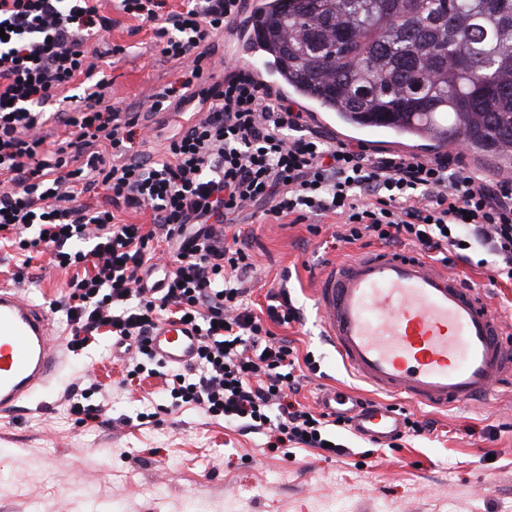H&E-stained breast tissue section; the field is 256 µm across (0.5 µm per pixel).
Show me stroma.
Segmentation results:
<instances>
[{"label":"stroma","mask_w":512,"mask_h":512,"mask_svg":"<svg viewBox=\"0 0 512 512\" xmlns=\"http://www.w3.org/2000/svg\"><path fill=\"white\" fill-rule=\"evenodd\" d=\"M103 11L112 19L111 33L97 43L105 53L107 98L118 111L134 112L178 81L182 67L155 51L151 29L130 34L134 21L115 0H105ZM318 223L316 235L305 220L275 224L259 214L241 225L260 265L253 300L264 304L267 289L283 286L303 309L301 322L275 329L320 364L302 403L317 406L331 387L369 400L370 388L323 341L316 273L327 258L351 250L333 246L328 218ZM18 263L13 249L0 247V287L19 286L44 306L66 294L69 275L51 265L49 253L35 255L17 282ZM452 271L492 298L512 343V283H491L488 269L460 261ZM52 320L63 369L14 415L0 414V512H512L511 385L498 387L489 401L445 411L403 401L407 412L434 420L433 434L374 447L340 428L337 438L353 453L326 460L313 448L269 449L265 436L240 435L189 407L156 423L137 422V412L160 404V379L122 385L109 334L75 351L61 314ZM89 378L108 398L98 420L80 424L68 397Z\"/></svg>","instance_id":"stroma-1"}]
</instances>
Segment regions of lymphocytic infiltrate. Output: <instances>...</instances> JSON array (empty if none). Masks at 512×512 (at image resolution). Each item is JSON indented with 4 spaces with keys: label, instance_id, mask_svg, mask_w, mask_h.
Instances as JSON below:
<instances>
[{
    "label": "lymphocytic infiltrate",
    "instance_id": "1",
    "mask_svg": "<svg viewBox=\"0 0 512 512\" xmlns=\"http://www.w3.org/2000/svg\"><path fill=\"white\" fill-rule=\"evenodd\" d=\"M244 2L120 0L124 14L151 26L162 57L182 64L178 84L150 99L148 112L208 106L153 160L142 152L150 131L139 113L116 112L106 81L94 77L89 42L112 28L100 0H0V245L24 257L49 249L54 266L73 270L58 308L74 344L109 328L127 354L124 382L161 379L169 410L191 407L265 433L272 449L345 456L331 430L348 418L299 400L315 360L274 332L300 322V307L282 288L267 292L264 313L254 311L257 260L227 228L251 207L279 224L332 215L338 242L376 241L443 264L484 253L491 281L512 282V178L487 180L457 153L425 159L328 141L243 68L196 89L212 37L237 22ZM81 78L94 91L47 115ZM51 119L65 128L53 151L38 133ZM98 191L108 207L77 205ZM121 207L149 211V223L120 222ZM164 320L196 331L191 365L171 367L152 352Z\"/></svg>",
    "mask_w": 512,
    "mask_h": 512
}]
</instances>
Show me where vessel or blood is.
<instances>
[{
    "label": "vessel or blood",
    "mask_w": 512,
    "mask_h": 512,
    "mask_svg": "<svg viewBox=\"0 0 512 512\" xmlns=\"http://www.w3.org/2000/svg\"><path fill=\"white\" fill-rule=\"evenodd\" d=\"M315 301L327 343L380 400L351 407L355 432L387 441L402 419L388 397L448 408L494 395L512 379V344L483 292L415 255L374 250L331 260ZM50 316L20 289L0 287V412L18 409L46 386L62 360ZM153 351L171 365L191 363L193 328L164 322Z\"/></svg>",
    "instance_id": "vessel-or-blood-1"
}]
</instances>
